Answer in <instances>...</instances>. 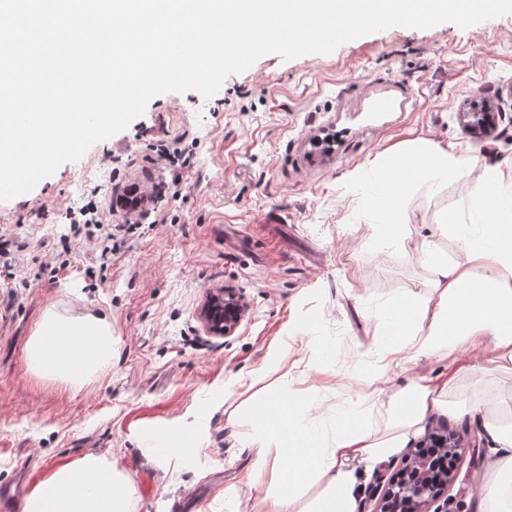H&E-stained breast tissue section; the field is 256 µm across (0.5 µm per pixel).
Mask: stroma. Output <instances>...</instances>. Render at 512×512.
Returning a JSON list of instances; mask_svg holds the SVG:
<instances>
[{
	"label": "stroma",
	"mask_w": 512,
	"mask_h": 512,
	"mask_svg": "<svg viewBox=\"0 0 512 512\" xmlns=\"http://www.w3.org/2000/svg\"><path fill=\"white\" fill-rule=\"evenodd\" d=\"M484 106L494 128L478 135L461 115ZM424 138L474 160L512 163V15L469 28L397 26L328 55L269 54L228 76L210 98H152L126 129L60 166L30 192L0 202V234L22 243L0 265V486L32 488L88 453L113 457L138 492L136 512H236L259 490L242 484L252 462L247 425L228 410L242 393L287 387L300 343L290 325L319 327L349 360L353 308L386 306L392 290L426 280L421 225L440 222L471 192L463 178L426 179L407 199L403 251L370 250L349 176L383 150ZM189 147L177 186L160 144ZM168 182L164 193L152 187ZM134 210L138 227L101 262L84 238L62 248L67 213L89 202ZM231 288L247 306L227 336L200 312ZM108 310L118 344L111 366L81 390L33 377L24 352L47 306ZM284 357L265 376L267 353ZM427 431L461 435L442 512H476L490 451L470 419L436 417ZM177 445H170L171 435Z\"/></svg>",
	"instance_id": "1"
}]
</instances>
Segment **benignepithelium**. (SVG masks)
<instances>
[{
	"instance_id": "1",
	"label": "benign epithelium",
	"mask_w": 512,
	"mask_h": 512,
	"mask_svg": "<svg viewBox=\"0 0 512 512\" xmlns=\"http://www.w3.org/2000/svg\"><path fill=\"white\" fill-rule=\"evenodd\" d=\"M462 118L473 132H486L491 127L487 112H464ZM245 310L242 298L232 289L225 288L209 295L201 318L210 333L227 335L241 321ZM430 462L427 455H416L412 464L384 488V512H428L429 506L444 494V485L432 479Z\"/></svg>"
}]
</instances>
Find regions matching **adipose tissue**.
<instances>
[{"label": "adipose tissue", "instance_id": "1", "mask_svg": "<svg viewBox=\"0 0 512 512\" xmlns=\"http://www.w3.org/2000/svg\"><path fill=\"white\" fill-rule=\"evenodd\" d=\"M473 178L475 185L453 226L454 254H427L428 278L408 302L384 315L364 313V334L355 339L345 373L333 364V347L317 329L299 340L308 354L287 389H274L268 407L244 399L231 422L248 418L246 446L253 455L245 479L261 487L252 512H356L360 471L373 470L406 448L436 416L479 422L494 456L480 493L479 512H512V405L493 379L449 399L455 384L483 374L485 362H512V198L499 186L512 165L471 161L464 151L411 139L381 152L370 168L354 172L372 218L371 246L397 247L405 239L409 191L399 177ZM475 350L473 360L456 350ZM112 314L60 313L46 308L25 348L36 376L78 390L112 363ZM444 363L437 374H420L419 363ZM333 389L347 401L365 391L379 399L387 426L377 431L359 413L315 415L305 394ZM135 490L117 462L87 454L52 472L27 496L24 512H134Z\"/></svg>", "mask_w": 512, "mask_h": 512}]
</instances>
